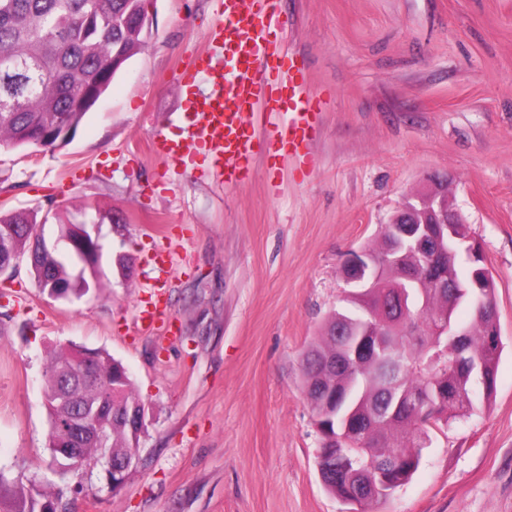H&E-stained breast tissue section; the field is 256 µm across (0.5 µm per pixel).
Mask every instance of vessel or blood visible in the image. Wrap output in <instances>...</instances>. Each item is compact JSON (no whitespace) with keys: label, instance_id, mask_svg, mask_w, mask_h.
I'll return each instance as SVG.
<instances>
[{"label":"vessel or blood","instance_id":"1","mask_svg":"<svg viewBox=\"0 0 512 512\" xmlns=\"http://www.w3.org/2000/svg\"><path fill=\"white\" fill-rule=\"evenodd\" d=\"M214 24L208 51L185 66L177 80L192 131L173 139L157 133L153 152L161 159L188 161L203 153L217 179L240 186L253 176L258 145L276 156L305 157L319 115L301 67L292 64L279 79L271 77L281 29L279 0H211ZM211 90L197 95L199 80Z\"/></svg>","mask_w":512,"mask_h":512}]
</instances>
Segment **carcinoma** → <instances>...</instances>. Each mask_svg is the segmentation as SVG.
<instances>
[{"label": "carcinoma", "instance_id": "1", "mask_svg": "<svg viewBox=\"0 0 512 512\" xmlns=\"http://www.w3.org/2000/svg\"><path fill=\"white\" fill-rule=\"evenodd\" d=\"M145 12V0H0V57L9 59L14 69L0 68V149L36 147L52 149L61 139L46 138L63 125L77 129L96 101L79 104V95L97 90L102 96L122 65L145 45L144 32L135 28V17ZM38 223V212L15 211L0 214V265L33 250L29 225ZM51 252L31 264L43 289L69 283L73 275L68 256ZM400 270L390 264L382 269L379 288L365 297V304L382 316L381 342L389 353L401 358L406 371L398 379L381 374V366L362 361L352 365L356 384L347 387L345 375L332 373L327 384L338 387L344 400L360 403L361 432L342 448L359 459L362 474L338 476L323 469L328 491L355 505L373 499L360 492L359 484L370 483L377 466L391 463L408 481L419 467L424 439L431 426L447 424L474 410L473 375L460 374L464 396L454 400L432 394L427 419L421 420L407 405L422 387L431 384L429 361L443 350L447 337L434 335L436 319L448 310V300L432 283H425L410 294L401 306L394 302ZM494 325L491 313L459 326L467 332L463 348L486 366L482 385L485 401H490L496 383V368L501 351L489 347L488 333ZM336 320L330 319L321 336L303 359L309 373L325 359H336L343 341L351 338L350 329L333 335ZM81 350L56 347L49 352L45 371L44 402L50 420V447L53 460L66 462L61 448H83L90 457L104 452L120 460L138 447L140 435L130 429L129 414L145 410L125 367L104 351L92 352L89 362ZM98 410L94 428L76 434L70 425L78 420L79 410ZM59 489L10 480L0 470V512H40V506L56 502Z\"/></svg>", "mask_w": 512, "mask_h": 512}]
</instances>
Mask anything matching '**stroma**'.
<instances>
[{
  "label": "stroma",
  "mask_w": 512,
  "mask_h": 512,
  "mask_svg": "<svg viewBox=\"0 0 512 512\" xmlns=\"http://www.w3.org/2000/svg\"><path fill=\"white\" fill-rule=\"evenodd\" d=\"M145 8L144 48L65 145L0 152L1 211L47 215L50 245L58 224L94 222L103 244L82 297H51L24 259L0 275V469L49 477L46 360L72 343L121 361L146 408L123 488L88 468L73 512H347L319 476L303 356L341 306L348 255L439 183L493 277L496 390L362 512H512V0H282L279 39L321 121L307 163L271 177L256 159L238 188L204 156L150 150L156 132L188 134L176 80L207 48L211 0ZM157 303L168 323L142 327Z\"/></svg>",
  "instance_id": "obj_1"
}]
</instances>
